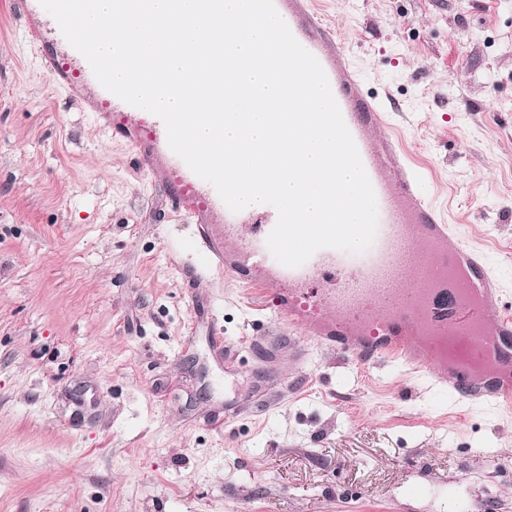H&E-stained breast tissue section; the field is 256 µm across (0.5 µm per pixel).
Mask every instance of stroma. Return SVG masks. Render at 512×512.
Returning a JSON list of instances; mask_svg holds the SVG:
<instances>
[{
	"label": "stroma",
	"instance_id": "35a3bbf8",
	"mask_svg": "<svg viewBox=\"0 0 512 512\" xmlns=\"http://www.w3.org/2000/svg\"><path fill=\"white\" fill-rule=\"evenodd\" d=\"M0 0V512H512V409L274 318ZM512 298V0H320Z\"/></svg>",
	"mask_w": 512,
	"mask_h": 512
}]
</instances>
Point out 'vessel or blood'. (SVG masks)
I'll return each mask as SVG.
<instances>
[{
    "label": "vessel or blood",
    "mask_w": 512,
    "mask_h": 512,
    "mask_svg": "<svg viewBox=\"0 0 512 512\" xmlns=\"http://www.w3.org/2000/svg\"><path fill=\"white\" fill-rule=\"evenodd\" d=\"M295 39L322 66L375 192L378 226L361 253L333 248L315 252L303 265L272 260L266 239L277 221L275 209L262 217L232 212L211 184L169 147L163 121L116 99L104 89L79 51L59 54L46 45L42 28L31 27L44 67L62 89L90 92L109 116L113 140L129 145L136 170L159 178L175 212L195 218L209 252L223 251L224 272L260 300H272L279 321L357 362L404 364L414 374L436 377L456 401L498 404L512 397V302L487 255L465 243L454 225L419 186L423 164L410 161L391 124L398 106L390 97L369 95L351 57L315 7V0H274ZM136 122H129V114ZM250 233H242L243 225ZM340 281L316 289L324 273ZM452 334L474 353H492L498 374L478 378L464 366L446 368L417 337Z\"/></svg>",
    "instance_id": "obj_1"
}]
</instances>
